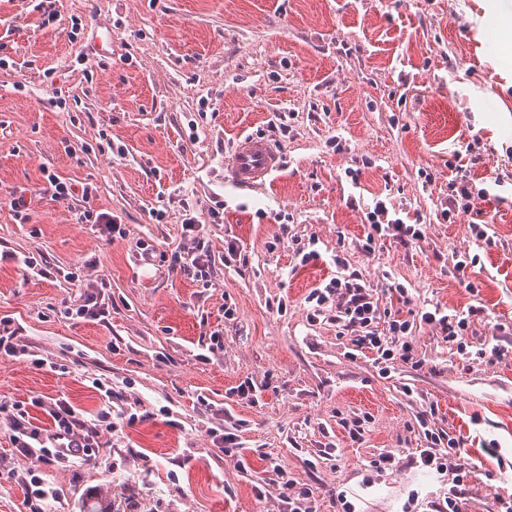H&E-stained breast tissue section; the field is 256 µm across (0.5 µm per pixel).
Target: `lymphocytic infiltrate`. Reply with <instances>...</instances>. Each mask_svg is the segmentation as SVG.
I'll return each mask as SVG.
<instances>
[{
  "instance_id": "f902f5d3",
  "label": "lymphocytic infiltrate",
  "mask_w": 512,
  "mask_h": 512,
  "mask_svg": "<svg viewBox=\"0 0 512 512\" xmlns=\"http://www.w3.org/2000/svg\"><path fill=\"white\" fill-rule=\"evenodd\" d=\"M502 177L491 178L489 186L476 187L467 177L448 182V205L441 212L444 221H453L458 211L473 209L475 201L491 199L492 188L503 186ZM370 231L363 248L374 251L377 243L390 238L396 243L410 246L425 237L422 225L405 223L402 218L390 217L383 200H376L372 211L367 214ZM191 239L181 253L173 255L172 262L195 280H207L212 272L211 259L201 241L199 225L186 227ZM311 320L325 317L334 321L338 328L346 331L356 350L374 352V362L380 373H387L395 362L401 361L414 367H422L412 336V322L393 316L391 309H379L372 288L357 275L331 278L324 286L313 288L307 296ZM386 319L388 335L382 336L375 330L378 319ZM43 408L49 418L48 426L35 425L28 411L29 406ZM111 409H103L96 418L87 419L64 399L46 404L42 399H33L31 405L21 402L0 401V418L7 421L11 431L10 441L14 448L27 456L31 466L24 479L26 488L25 505L28 512H48L51 502L57 501L56 488L40 477L42 464L53 462L71 466L89 459L98 447L100 429L105 419L111 418Z\"/></svg>"
}]
</instances>
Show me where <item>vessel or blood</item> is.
Wrapping results in <instances>:
<instances>
[{
	"label": "vessel or blood",
	"instance_id": "vessel-or-blood-1",
	"mask_svg": "<svg viewBox=\"0 0 512 512\" xmlns=\"http://www.w3.org/2000/svg\"><path fill=\"white\" fill-rule=\"evenodd\" d=\"M283 164L281 151L269 140L245 136L236 144L225 178L240 190L262 186Z\"/></svg>",
	"mask_w": 512,
	"mask_h": 512
}]
</instances>
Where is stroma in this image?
Masks as SVG:
<instances>
[{
    "label": "stroma",
    "instance_id": "35a3bbf8",
    "mask_svg": "<svg viewBox=\"0 0 512 512\" xmlns=\"http://www.w3.org/2000/svg\"><path fill=\"white\" fill-rule=\"evenodd\" d=\"M52 7L59 17L48 22L29 0H0V252L49 271L0 263V319L45 360L0 358V400L136 415L102 430L89 462L42 465L59 492L53 512H279L276 465L311 491L314 512L347 502L355 512H448L452 491L462 512H494L495 496H512V12L501 0ZM98 23L112 26L103 62L88 53ZM243 132L285 158L249 191L224 182ZM472 150L483 156L476 168ZM461 173L477 184L504 177L505 203L479 201L443 221ZM51 175L89 187L90 202L40 195L18 223L6 198ZM378 198L420 220L419 245L363 250ZM86 211L114 215L125 235L83 220ZM481 211L492 217L484 241L471 231ZM189 222L214 262L206 283L171 266ZM311 239L321 258L304 265L294 249ZM230 240L240 255L228 264ZM346 272L384 306L401 284L418 309L480 308L462 344L491 341L505 357L460 354L423 323V367L399 361L381 374L371 352L351 356L334 322L307 317L311 289ZM89 290L106 316L65 317ZM247 378L252 402L235 392ZM97 380L112 384L111 401ZM425 416L458 439L463 481L421 465ZM358 418L354 441L345 424ZM219 425L237 435L245 469L214 446L208 430ZM382 453L391 469L374 467ZM30 466L0 426V512H26Z\"/></svg>",
    "mask_w": 512,
    "mask_h": 512
}]
</instances>
